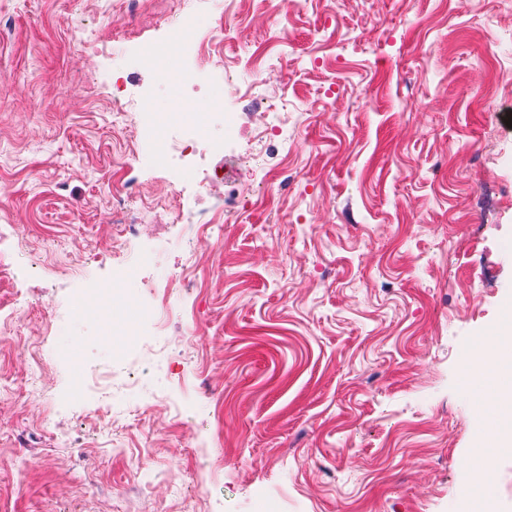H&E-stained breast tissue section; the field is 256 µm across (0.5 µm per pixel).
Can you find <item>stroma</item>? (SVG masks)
Segmentation results:
<instances>
[{"mask_svg":"<svg viewBox=\"0 0 512 512\" xmlns=\"http://www.w3.org/2000/svg\"><path fill=\"white\" fill-rule=\"evenodd\" d=\"M190 10L239 126L277 133L215 180L213 235L168 215L132 131L179 93L141 62ZM0 512H469L495 437L462 355L512 303V0H0ZM276 110H268V103ZM157 320L85 291L120 265ZM193 280L169 288L174 269ZM92 366L111 392L74 397ZM483 495L512 512V452Z\"/></svg>","mask_w":512,"mask_h":512,"instance_id":"1","label":"stroma"}]
</instances>
